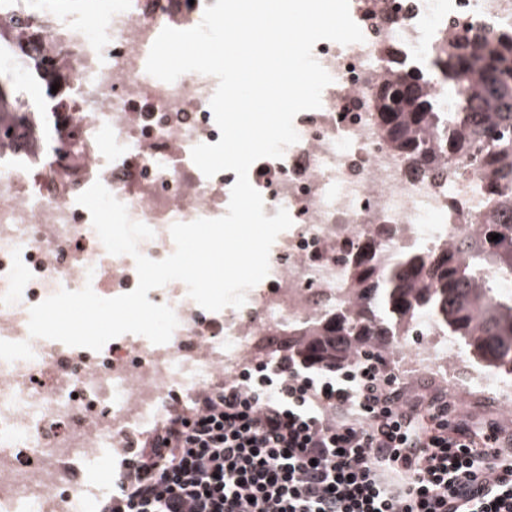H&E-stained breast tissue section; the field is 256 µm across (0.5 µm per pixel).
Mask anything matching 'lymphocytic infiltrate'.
Masks as SVG:
<instances>
[{"mask_svg": "<svg viewBox=\"0 0 512 512\" xmlns=\"http://www.w3.org/2000/svg\"><path fill=\"white\" fill-rule=\"evenodd\" d=\"M149 444L112 512H512V429L406 396L377 351L225 379Z\"/></svg>", "mask_w": 512, "mask_h": 512, "instance_id": "1", "label": "lymphocytic infiltrate"}]
</instances>
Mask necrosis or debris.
<instances>
[{"instance_id": "necrosis-or-debris-1", "label": "necrosis or debris", "mask_w": 512, "mask_h": 512, "mask_svg": "<svg viewBox=\"0 0 512 512\" xmlns=\"http://www.w3.org/2000/svg\"><path fill=\"white\" fill-rule=\"evenodd\" d=\"M215 2L0 0V62L28 72L43 59L60 81L50 107L21 86V109L0 121L14 129L0 138V340L30 341L34 352L0 361V512H96L113 490L102 461L131 467V440L224 377H250L255 337L344 300L345 256L359 241L373 239L387 260L478 228L475 154L434 168L409 162L378 127L376 94L394 77L395 51L446 97L441 46L511 36L512 0H351L364 42L315 44L332 77L321 107L295 117L299 140L282 158L249 170L266 216L283 207L293 225L245 305L208 311L173 281L148 294L178 319L166 344L126 333L96 352L30 338V307L59 289L89 285L113 298L138 283L134 258L107 253L76 202L94 182L153 230L139 250L155 261L175 250L173 223L226 214L236 173L208 178L191 159L193 146L221 138L210 109L217 78L165 83L145 70L163 28H192Z\"/></svg>"}]
</instances>
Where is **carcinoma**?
<instances>
[{"instance_id":"cac0c4a2","label":"carcinoma","mask_w":512,"mask_h":512,"mask_svg":"<svg viewBox=\"0 0 512 512\" xmlns=\"http://www.w3.org/2000/svg\"><path fill=\"white\" fill-rule=\"evenodd\" d=\"M439 62L455 110L442 111L425 80L397 63L394 80L378 91V120L411 162L438 165L445 153L485 145L478 184L483 224L449 245L409 249L385 263L363 244L348 266L351 303L334 301L318 319L288 326L289 356L302 365L385 352L425 317L429 333L512 379V289L501 287L512 283V47H491L477 36L445 45Z\"/></svg>"}]
</instances>
